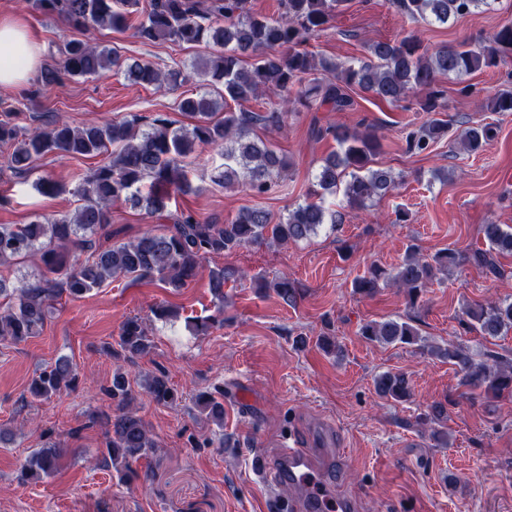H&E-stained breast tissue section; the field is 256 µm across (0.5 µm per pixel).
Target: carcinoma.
Instances as JSON below:
<instances>
[{
  "label": "carcinoma",
  "instance_id": "cac0c4a2",
  "mask_svg": "<svg viewBox=\"0 0 512 512\" xmlns=\"http://www.w3.org/2000/svg\"><path fill=\"white\" fill-rule=\"evenodd\" d=\"M346 0H279L275 17L251 12L248 0H32V7L60 16L70 27L87 30L105 26L133 30L144 43L172 42L188 47L204 44L212 52L196 69L207 78L211 91L182 99L178 110L191 119L174 126L165 115L134 114L107 123L90 122L73 127L61 118L51 125L20 134L17 112L0 113V143L12 148L8 168L26 178L35 163L48 153L97 156L112 152L110 160L82 179L74 191L79 206L73 215L36 219L28 224L0 225V264L39 255L42 267L32 280L14 285L0 278V297L9 300L0 311V342L14 344L40 335L55 302L67 296L78 299L112 279L157 280L170 288H181L193 279L211 255L254 244H288L307 240L326 224H337L338 214L324 205L323 195L343 189L347 207L364 209L396 188L391 171L375 162L381 149L374 133L351 135L339 127L313 130L320 138L332 137L336 151L323 159L314 175L308 197L287 214L273 221L260 206L240 209L233 220L217 224L200 220L191 212L171 213L167 188L189 187L185 159L195 149H219L224 169L218 182L224 187L242 184L256 197L273 192L289 167L286 156L270 141L253 134L257 128L276 130L294 103L318 110L324 106L343 112L354 105L350 91L357 88L390 104L407 102L426 118L405 133L406 150L420 154L448 133V121L439 118L446 109L440 75L461 76L512 60V24H505L478 47L467 42L434 51L408 33L393 41L368 45L370 59L358 64L316 58L306 45L327 31ZM410 22L432 18L447 24L488 6V0H393ZM116 68L137 84L177 87L189 80L180 67L166 70L146 62L124 58L117 48H100L82 40L66 43L57 68L42 73L45 85L59 84L62 77H91ZM279 95L265 112L244 110L241 105L259 91ZM489 112H512V90L488 98ZM492 123L476 121L465 127L459 143L468 153H477L496 137ZM156 187L141 191L144 179ZM125 201L151 217H164L171 226L153 230L131 242L99 246L97 235L110 223L109 208ZM487 244L472 251L475 264L493 276L502 274L498 257L512 254V228L490 222L481 226ZM456 264L455 252L444 249L425 258L416 248H407L402 261L386 268L373 263L353 282L354 292L372 295L387 284L406 290L415 304L437 274ZM236 271L221 267L210 271L209 288L224 302V283ZM272 288L283 301L296 302L303 289L286 276ZM463 320L469 332L495 338L512 330V301H488L468 307ZM361 335L385 345L415 346L453 366L460 396L498 399L512 396V358L495 354L478 360L467 347L448 343L435 346L421 337L412 318H387L361 327ZM119 346L132 356L148 353L152 340L136 318L126 320ZM77 368L67 359L41 370L30 384L36 397L49 399L74 387ZM152 399L167 405L176 393L163 372L143 380ZM378 394L394 401L411 396L408 377L385 371L375 378ZM104 393L112 399L113 415L105 417L107 455L100 464L131 471L130 463L155 452L157 445L147 426L132 408L133 392L127 374L116 370ZM198 407L209 418L224 423V405L208 392L197 397ZM448 419V403L435 401L426 420L442 424ZM62 448L46 437L45 447L33 452L21 466V477L50 476L57 472Z\"/></svg>",
  "mask_w": 512,
  "mask_h": 512
}]
</instances>
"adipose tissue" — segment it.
<instances>
[{"mask_svg": "<svg viewBox=\"0 0 512 512\" xmlns=\"http://www.w3.org/2000/svg\"><path fill=\"white\" fill-rule=\"evenodd\" d=\"M12 48L17 62L0 63V87L11 88L25 83L40 67L44 46L20 22L0 18V48Z\"/></svg>", "mask_w": 512, "mask_h": 512, "instance_id": "ef3b65f1", "label": "adipose tissue"}]
</instances>
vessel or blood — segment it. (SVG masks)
I'll return each mask as SVG.
<instances>
[{"mask_svg": "<svg viewBox=\"0 0 512 512\" xmlns=\"http://www.w3.org/2000/svg\"><path fill=\"white\" fill-rule=\"evenodd\" d=\"M336 441V431L323 424L305 441L283 446L276 454L256 460L254 473L271 489L288 488L287 512H353L350 498L335 495L328 474L332 459L327 450Z\"/></svg>", "mask_w": 512, "mask_h": 512, "instance_id": "vessel-or-blood-1", "label": "vessel or blood"}]
</instances>
